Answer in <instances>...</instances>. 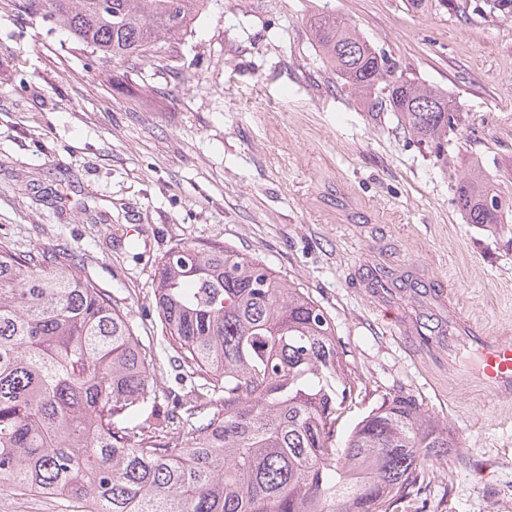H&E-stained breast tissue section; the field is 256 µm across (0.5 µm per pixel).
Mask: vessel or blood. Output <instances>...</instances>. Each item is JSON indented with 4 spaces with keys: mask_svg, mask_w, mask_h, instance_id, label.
I'll use <instances>...</instances> for the list:
<instances>
[{
    "mask_svg": "<svg viewBox=\"0 0 512 512\" xmlns=\"http://www.w3.org/2000/svg\"><path fill=\"white\" fill-rule=\"evenodd\" d=\"M360 286L376 308L394 305L398 283L381 267L368 265L360 279ZM434 301L441 318L436 335L444 336L453 330L457 335L468 337L482 358V380L497 393H511L512 341L487 335L483 327L461 317L445 287L435 290ZM423 315V310L416 307L404 309L397 320L400 335L420 340L423 336Z\"/></svg>",
    "mask_w": 512,
    "mask_h": 512,
    "instance_id": "vessel-or-blood-1",
    "label": "vessel or blood"
}]
</instances>
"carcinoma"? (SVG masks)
Returning a JSON list of instances; mask_svg holds the SVG:
<instances>
[{
    "label": "carcinoma",
    "instance_id": "1",
    "mask_svg": "<svg viewBox=\"0 0 512 512\" xmlns=\"http://www.w3.org/2000/svg\"><path fill=\"white\" fill-rule=\"evenodd\" d=\"M422 16L469 0H405ZM205 0H23L105 59L162 61ZM322 65L379 118L391 113L441 157L462 122L443 89L377 53L359 30L318 13ZM467 224H503L512 203L476 168L455 179ZM155 305L170 348L200 384L184 424L156 395L155 359L122 300L72 253L0 240V480L82 512H397L448 463V428L397 393L338 439L359 377L336 325L302 288L224 245L176 244Z\"/></svg>",
    "mask_w": 512,
    "mask_h": 512
}]
</instances>
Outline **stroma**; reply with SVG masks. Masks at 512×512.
<instances>
[{
	"instance_id": "35a3bbf8",
	"label": "stroma",
	"mask_w": 512,
	"mask_h": 512,
	"mask_svg": "<svg viewBox=\"0 0 512 512\" xmlns=\"http://www.w3.org/2000/svg\"><path fill=\"white\" fill-rule=\"evenodd\" d=\"M323 9L448 90L463 123L447 160L376 124L325 71L306 25ZM474 161L512 197V15L483 0L463 17L403 0H208L158 69L107 60L0 0V239L73 253L124 299L168 401L187 390L154 305L170 248L228 245L305 289L360 379L342 429L401 389L456 439L421 502L398 512H512V400L479 380L469 341L413 346L358 282L388 251L512 339V223H465L454 201ZM0 512L73 508L0 486Z\"/></svg>"
}]
</instances>
